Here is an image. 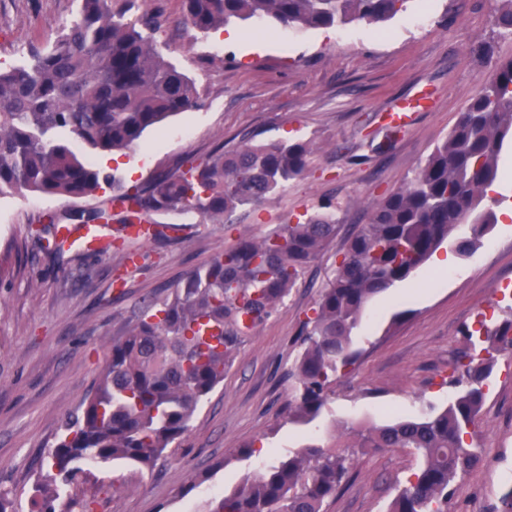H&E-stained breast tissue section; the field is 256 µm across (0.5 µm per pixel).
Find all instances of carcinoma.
<instances>
[{"mask_svg": "<svg viewBox=\"0 0 512 512\" xmlns=\"http://www.w3.org/2000/svg\"><path fill=\"white\" fill-rule=\"evenodd\" d=\"M182 23L208 33L232 20L272 19L304 30L384 22L409 0H183ZM495 26L512 35V0H495ZM136 11L135 18L127 13ZM160 15L149 0L112 5L80 0L78 15L55 40L0 72V196L94 198L100 206L48 216L40 232L63 221L120 224L155 213L195 212L224 223L257 207L307 167L304 142L269 141L219 149L186 169L176 167L131 193L119 175L98 168L92 153L128 150L166 118L198 104L192 78L157 46ZM512 137V59L498 62L481 93L460 113L400 191L374 204L349 239L333 278L304 322V351L295 366L289 421L307 427L323 413L338 374L356 358L353 333L366 303L406 280L462 224L456 241L473 250L493 228L484 205L498 159ZM334 205L322 201L304 223L281 224L259 239H242L188 273L163 299H151L112 344L94 392L69 416L65 434L47 450L34 512H56L62 487L78 483L85 463L125 461L150 469L189 427L224 381L241 345L276 313L305 269L336 237ZM467 351L457 358L448 406L382 426H343L341 450L307 443L288 457L245 475L210 512H324L348 482L352 461L368 449L410 448L418 469L399 486L387 512H448L457 481L480 461L464 436L484 404L483 381L495 354L512 349V320L464 327Z\"/></svg>", "mask_w": 512, "mask_h": 512, "instance_id": "obj_1", "label": "carcinoma"}]
</instances>
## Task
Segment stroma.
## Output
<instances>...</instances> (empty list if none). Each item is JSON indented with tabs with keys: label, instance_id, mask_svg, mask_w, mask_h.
I'll return each mask as SVG.
<instances>
[{
	"label": "stroma",
	"instance_id": "stroma-1",
	"mask_svg": "<svg viewBox=\"0 0 512 512\" xmlns=\"http://www.w3.org/2000/svg\"><path fill=\"white\" fill-rule=\"evenodd\" d=\"M163 18L156 38L165 57L192 77L197 107L165 120L132 149L94 155L126 187L206 159L218 147L258 141L310 144L303 176L229 224L158 214L165 238L120 239L119 251L47 254L32 225L86 208L83 200L0 196V492L13 512H32L43 451L67 416L93 390L113 339L143 302L162 298L191 270L242 238H260L297 223L332 201L336 237L305 272L256 336L244 343L223 382L203 402L188 431L152 469L116 461L93 466L62 500L90 501L92 512H209L245 473L303 445L334 441L342 424L380 425L419 416L453 397L442 379L464 350V326L479 313L512 317V182L489 190L497 217L478 248L439 247L447 269L425 263L366 305L355 332L359 356L337 379L322 417L307 431L288 422L290 373L303 351L301 326L333 275L336 256L366 223L370 203L402 189L478 94L496 62L512 59V37L499 35L493 0H409L378 25L286 30L236 22L244 44L184 26L183 0H151ZM79 0H0V70L19 64L28 47L54 39ZM489 42L492 56L473 52ZM434 97L400 132L380 115L420 87ZM480 421L468 438L480 462L462 479L448 512H490L512 491V351L498 354ZM253 448L243 459L238 449ZM420 464L408 448L357 456L348 484L326 512H386L396 486Z\"/></svg>",
	"mask_w": 512,
	"mask_h": 512
}]
</instances>
